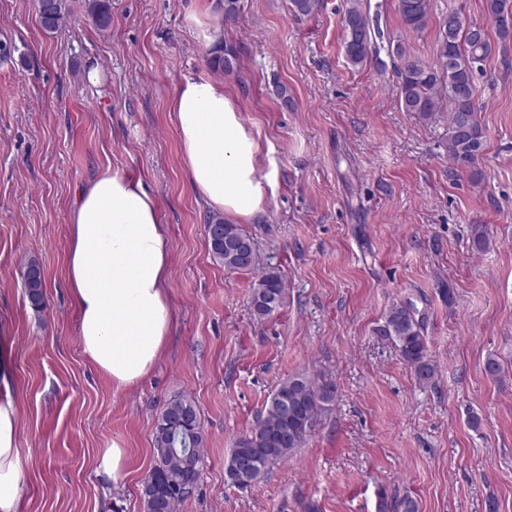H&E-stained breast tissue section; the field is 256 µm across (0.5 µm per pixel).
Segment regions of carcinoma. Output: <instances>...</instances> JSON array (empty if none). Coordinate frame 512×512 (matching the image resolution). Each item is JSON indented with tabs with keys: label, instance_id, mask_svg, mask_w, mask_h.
Here are the masks:
<instances>
[{
	"label": "carcinoma",
	"instance_id": "cac0c4a2",
	"mask_svg": "<svg viewBox=\"0 0 512 512\" xmlns=\"http://www.w3.org/2000/svg\"><path fill=\"white\" fill-rule=\"evenodd\" d=\"M320 0H290V8L296 16H309L319 7ZM488 14L494 20L498 38L505 42L512 39V0H486ZM86 10L95 24L104 29L111 21L108 0H87ZM66 0H50L46 13L41 16V29L47 33L57 31L67 17ZM396 11L404 28L412 32L425 29L430 12V0H396ZM345 16L356 21L362 29V37L345 29L344 50L348 63L362 66L373 55L376 42L375 30L370 27L362 0H349ZM474 25L459 21L450 27L440 24L441 50L435 64H426L405 57L401 45H396V66L399 79V102L402 109L418 121H431L439 111L440 103L448 101V158L456 169L466 172L473 179L482 176L479 160L485 147V131L477 114L479 110L475 94L474 73L492 52L489 36L480 43L473 42ZM208 67L224 75H231L237 68V56L230 48L216 49L207 59ZM224 226V238L254 243V238L240 224L224 220L213 214L206 226ZM211 252L228 270L251 271L258 267L257 248H252L247 261L224 246H213ZM28 298L35 308L44 306V275L39 264L32 260L23 271ZM288 293V283L274 267L264 269L252 286L250 308L253 316L262 321L281 308ZM376 333L389 340L400 358L422 384L431 383L437 373V365L428 353L426 337L422 333V320L416 317V308L410 302H396L385 312ZM335 385L324 380L294 375L278 384L265 406L264 413L251 430L239 436L226 461L227 476L232 484H238L235 459L248 455L258 460L249 476L248 485L257 483L268 467L302 447L316 416L335 399ZM192 411V419L183 428L174 430L170 443L153 441L154 463L144 483L151 484L152 496L144 498L146 512H176V507L187 495L181 489L186 472L185 458L202 463L205 434L194 401L180 396L168 401L159 417L176 415L183 410ZM386 512H419L418 502L412 497H394L382 504Z\"/></svg>",
	"mask_w": 512,
	"mask_h": 512
}]
</instances>
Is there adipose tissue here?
<instances>
[{"mask_svg": "<svg viewBox=\"0 0 512 512\" xmlns=\"http://www.w3.org/2000/svg\"><path fill=\"white\" fill-rule=\"evenodd\" d=\"M171 113L197 195L239 218L259 214V144L223 87L185 78ZM69 228L66 277L83 352L115 389L130 387L152 371L175 322L166 294L168 238L157 204L142 182L108 169L81 193ZM14 376L12 348L0 337V512L22 506Z\"/></svg>", "mask_w": 512, "mask_h": 512, "instance_id": "adipose-tissue-1", "label": "adipose tissue"}]
</instances>
